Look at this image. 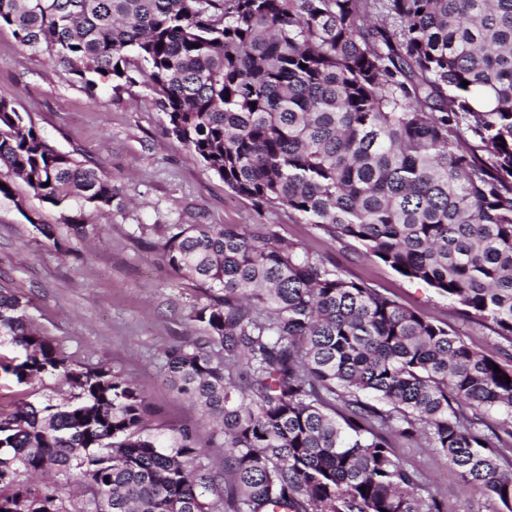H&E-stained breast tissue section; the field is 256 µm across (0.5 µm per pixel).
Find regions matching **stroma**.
<instances>
[{
  "instance_id": "35a3bbf8",
  "label": "stroma",
  "mask_w": 512,
  "mask_h": 512,
  "mask_svg": "<svg viewBox=\"0 0 512 512\" xmlns=\"http://www.w3.org/2000/svg\"><path fill=\"white\" fill-rule=\"evenodd\" d=\"M0 99L30 114L56 150L100 163L125 201L122 211H90L87 233L60 221L58 210L14 181V198L55 229L53 238L34 232L13 200L0 198V283L31 301L38 329L57 341L75 364L102 365L139 386L159 420L171 426H207L203 412L168 384L161 356L170 346L197 336L188 315L203 296L195 283L178 277L162 261L156 224H267L345 277L389 295L399 304L448 326L463 340L498 360L512 353V341L489 323L461 315L446 297L366 256L350 240L332 238L313 224H301L287 210H256L227 189L223 180L191 159L164 131L165 117L144 85L113 90L100 82L95 95L73 82L53 59L23 49L10 27L0 28ZM61 377L26 385L0 380V411L23 401L69 399ZM396 451L420 471L448 512H496L481 488L465 489L425 441L399 440Z\"/></svg>"
}]
</instances>
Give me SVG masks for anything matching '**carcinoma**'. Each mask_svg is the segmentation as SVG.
Here are the masks:
<instances>
[{"label": "carcinoma", "instance_id": "obj_1", "mask_svg": "<svg viewBox=\"0 0 512 512\" xmlns=\"http://www.w3.org/2000/svg\"><path fill=\"white\" fill-rule=\"evenodd\" d=\"M3 25L91 95L142 83L232 192L358 243L512 340V0H0ZM2 168L78 232L85 208L121 210L98 164L1 99ZM153 230L205 297L166 380L219 423L208 446L234 484L195 427L155 424L136 385L72 367L0 284L15 352L0 378L74 390L0 418V512H447L396 453L420 436L512 512V359L262 224ZM75 469L78 502L62 494Z\"/></svg>", "mask_w": 512, "mask_h": 512}]
</instances>
